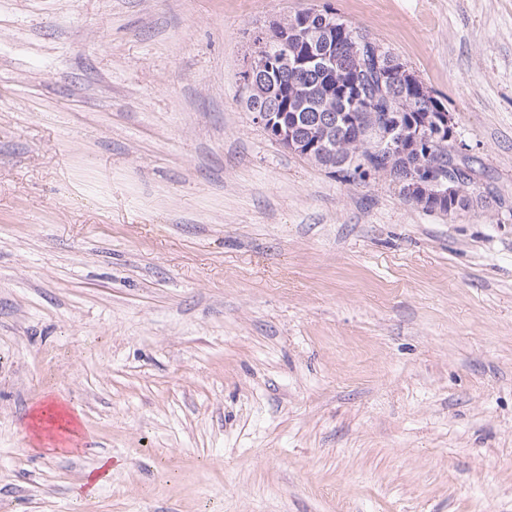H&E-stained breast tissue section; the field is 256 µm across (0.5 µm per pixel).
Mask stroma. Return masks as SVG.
<instances>
[{
	"label": "stroma",
	"mask_w": 512,
	"mask_h": 512,
	"mask_svg": "<svg viewBox=\"0 0 512 512\" xmlns=\"http://www.w3.org/2000/svg\"><path fill=\"white\" fill-rule=\"evenodd\" d=\"M311 9L443 102L482 206L267 137L242 74ZM0 512H512V0H0ZM465 191L464 194L460 197L459 205L456 206L455 201H438L437 199H432L430 201H426L425 204L421 205V201L414 202L417 205H420L423 209L430 212H439L445 215H448V218H455L458 216V210H467L470 211L475 207V204L478 203V198L475 197L473 192H469V187L473 183V179L468 178L465 174ZM461 204V205H460Z\"/></svg>",
	"instance_id": "35a3bbf8"
}]
</instances>
